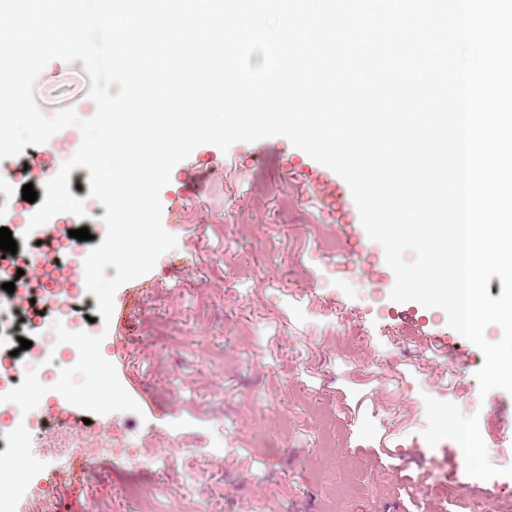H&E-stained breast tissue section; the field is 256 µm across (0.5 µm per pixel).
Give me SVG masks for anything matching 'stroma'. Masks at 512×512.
<instances>
[{
  "instance_id": "35a3bbf8",
  "label": "stroma",
  "mask_w": 512,
  "mask_h": 512,
  "mask_svg": "<svg viewBox=\"0 0 512 512\" xmlns=\"http://www.w3.org/2000/svg\"><path fill=\"white\" fill-rule=\"evenodd\" d=\"M89 87L82 62L54 60L35 99L87 119ZM308 160L278 136L204 144L173 168L160 200L177 246L132 280L147 295L125 339L101 345L140 410L77 412L149 461L100 453L58 496L42 438L56 427L46 406L64 403L45 397L25 441L5 429L0 452L24 459L13 489L43 484L49 512H512V395H480L483 355L441 310L390 299L382 246L351 254L294 167ZM34 306L55 303L31 283L0 301V323L21 329ZM439 404L481 431L483 454H457Z\"/></svg>"
}]
</instances>
